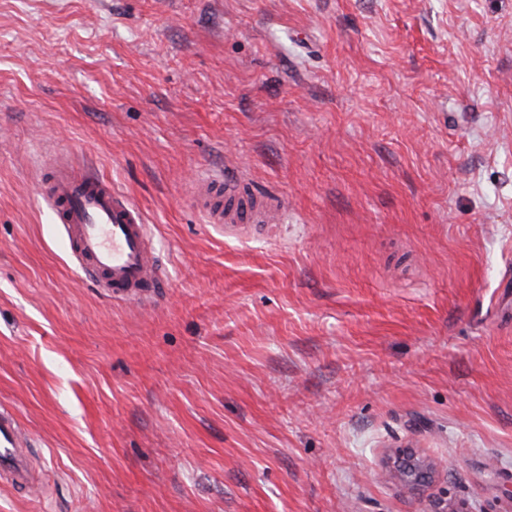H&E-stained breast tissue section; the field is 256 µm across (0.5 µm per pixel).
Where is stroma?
<instances>
[{
	"mask_svg": "<svg viewBox=\"0 0 512 512\" xmlns=\"http://www.w3.org/2000/svg\"><path fill=\"white\" fill-rule=\"evenodd\" d=\"M58 158L144 213L152 305L76 272ZM230 171L269 229L208 223ZM0 406V512H512V0H0ZM24 445L14 412L0 408V474L6 472L19 486H28L32 480L29 456ZM392 459L385 472L398 480L403 490L410 494L420 491L438 468L436 461L411 448H397Z\"/></svg>",
	"mask_w": 512,
	"mask_h": 512,
	"instance_id": "35a3bbf8",
	"label": "stroma"
}]
</instances>
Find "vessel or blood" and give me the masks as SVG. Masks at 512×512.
Instances as JSON below:
<instances>
[{
	"mask_svg": "<svg viewBox=\"0 0 512 512\" xmlns=\"http://www.w3.org/2000/svg\"><path fill=\"white\" fill-rule=\"evenodd\" d=\"M46 196L61 235L82 277L104 295L119 301H143L162 283V269L143 212L111 180L81 173L67 163L50 170ZM210 223L248 227L278 206L271 195L260 196L233 175L207 181L196 193ZM14 412L0 408V473L20 486L32 480L30 459Z\"/></svg>",
	"mask_w": 512,
	"mask_h": 512,
	"instance_id": "1",
	"label": "vessel or blood"
}]
</instances>
